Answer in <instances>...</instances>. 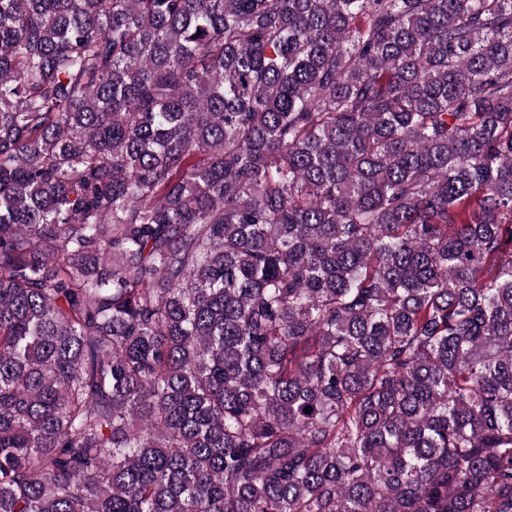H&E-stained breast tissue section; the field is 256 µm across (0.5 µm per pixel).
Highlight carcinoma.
Segmentation results:
<instances>
[{"mask_svg":"<svg viewBox=\"0 0 512 512\" xmlns=\"http://www.w3.org/2000/svg\"><path fill=\"white\" fill-rule=\"evenodd\" d=\"M0 512H512V0H0Z\"/></svg>","mask_w":512,"mask_h":512,"instance_id":"obj_1","label":"carcinoma"}]
</instances>
